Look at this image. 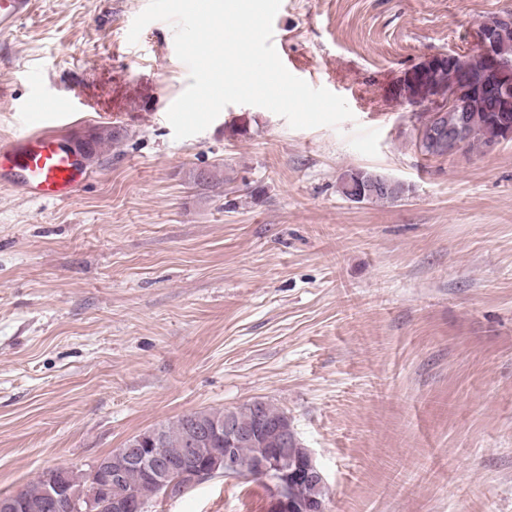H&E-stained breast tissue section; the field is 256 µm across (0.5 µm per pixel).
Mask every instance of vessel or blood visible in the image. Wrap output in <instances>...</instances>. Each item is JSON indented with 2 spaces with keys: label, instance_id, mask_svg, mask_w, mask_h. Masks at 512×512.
Wrapping results in <instances>:
<instances>
[{
  "label": "vessel or blood",
  "instance_id": "1",
  "mask_svg": "<svg viewBox=\"0 0 512 512\" xmlns=\"http://www.w3.org/2000/svg\"><path fill=\"white\" fill-rule=\"evenodd\" d=\"M34 0H0V32L10 31L32 11ZM75 90L42 100L40 109L25 112L24 128L0 146V187L38 202L71 199L93 171L77 143L55 133L59 118L80 109Z\"/></svg>",
  "mask_w": 512,
  "mask_h": 512
}]
</instances>
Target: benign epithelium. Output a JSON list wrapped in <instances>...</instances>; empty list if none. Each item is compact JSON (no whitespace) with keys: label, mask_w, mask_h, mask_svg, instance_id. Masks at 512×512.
I'll return each instance as SVG.
<instances>
[{"label":"benign epithelium","mask_w":512,"mask_h":512,"mask_svg":"<svg viewBox=\"0 0 512 512\" xmlns=\"http://www.w3.org/2000/svg\"><path fill=\"white\" fill-rule=\"evenodd\" d=\"M512 34V13L504 12L485 18L476 31L477 49L473 52H448L426 58L411 69L399 99L428 112L424 120L432 124L418 127L421 142L430 149H438L448 156L463 151L466 137L464 116L466 99L475 95L491 98L497 112H512V64L500 59V42ZM457 68L456 82L448 86V93H440L435 73L445 63ZM455 113L454 121H448V113ZM224 436V445L234 448L244 442H256L269 435L282 449L276 458L267 464L272 473L270 512H326L325 503L298 504L288 491V476L297 480L317 482L325 485L322 471L316 465L311 451H305V463L294 470H288V449L297 448L301 441L293 425L286 421L275 428L265 425L261 406L255 407V423L250 428L241 427L232 413L224 414V429L188 428L180 462L182 476L199 481L211 476L209 472H195L193 449L211 436ZM127 459L141 467L157 485L165 497L179 495L186 486L181 479H170L171 464L146 455L145 440L138 438L124 450ZM90 467L94 482L86 488H73L64 476L50 472L47 492L53 501H60L70 512H94L100 499L112 491V463L102 458L94 459ZM114 512H143L144 504L131 497L113 500Z\"/></svg>","instance_id":"7a95c632"}]
</instances>
